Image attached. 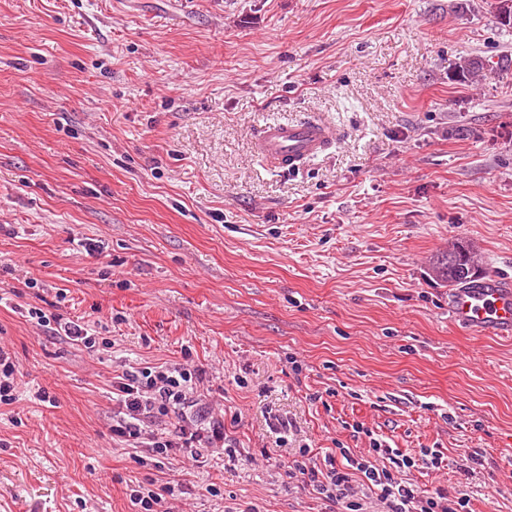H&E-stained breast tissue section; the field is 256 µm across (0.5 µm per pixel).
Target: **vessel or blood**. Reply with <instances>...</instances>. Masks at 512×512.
Listing matches in <instances>:
<instances>
[{
  "label": "vessel or blood",
  "mask_w": 512,
  "mask_h": 512,
  "mask_svg": "<svg viewBox=\"0 0 512 512\" xmlns=\"http://www.w3.org/2000/svg\"><path fill=\"white\" fill-rule=\"evenodd\" d=\"M336 138L335 128L315 120L274 122L258 130L256 147L274 165L291 171L323 153ZM448 317L470 334L512 339V280L489 274L453 290Z\"/></svg>",
  "instance_id": "vessel-or-blood-1"
}]
</instances>
